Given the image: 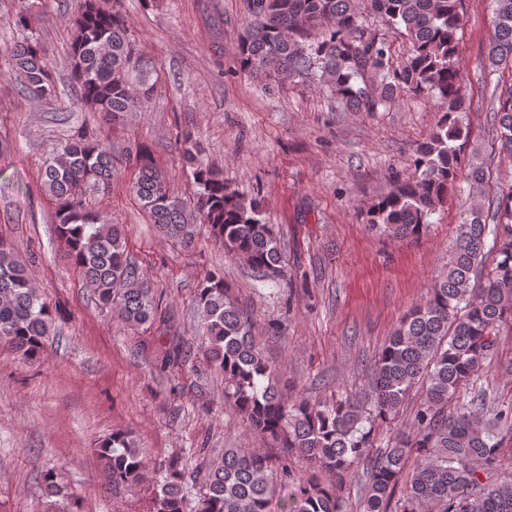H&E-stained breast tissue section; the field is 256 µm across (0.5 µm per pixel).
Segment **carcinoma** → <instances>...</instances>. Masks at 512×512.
Masks as SVG:
<instances>
[{
  "label": "carcinoma",
  "mask_w": 512,
  "mask_h": 512,
  "mask_svg": "<svg viewBox=\"0 0 512 512\" xmlns=\"http://www.w3.org/2000/svg\"><path fill=\"white\" fill-rule=\"evenodd\" d=\"M371 11L408 44L403 65L394 66L385 38L368 31L355 0H245L250 27L238 45L243 72L288 82L319 78L353 112H375L402 93L425 94L441 104V116L416 149L414 169L396 175V188L366 211L372 229L413 237L448 199L462 169L460 144L464 109L458 32L466 0H368ZM488 76L498 75L499 108L494 112L497 146L512 157V0H493ZM25 96L54 101L58 88L41 44L19 41L9 49ZM73 77L82 102L115 122L145 112L154 95L150 63L139 64L122 13L100 0H83L73 22ZM193 170L197 201L178 196L141 147L126 151L137 169L130 191L151 223L189 249L201 227L268 280L283 275L281 246L273 225L261 217L259 201L246 199L224 177L203 166L198 147L185 140L181 151ZM56 201L55 217L68 257L99 303L129 324L149 321L157 305L141 268L128 258L125 229L85 205L89 192L112 191L114 158L106 135L66 140L42 171ZM474 195L457 224V244L448 270L422 303L394 328L373 367L372 398L347 396L327 407L300 399L285 401L275 369L253 336L247 310L232 297L224 275H207L197 299L202 318L198 346L209 367L224 375V397L262 448H226L221 455L197 449V475L204 493L194 512H347L336 484L322 475L345 478L365 461L370 475L362 512H512V472L483 480L502 467V437L512 434L509 411L495 410L482 391L459 399L494 352L500 326L512 319V182L491 203H482L485 171L465 173ZM496 259L483 265L488 236ZM52 310L33 287L26 265L0 242V345L19 359L44 360ZM425 398L411 431L373 450L369 425L387 419L417 383ZM298 454L316 467L290 474L288 458ZM144 451L122 433L97 449L105 480L113 489L140 483ZM416 456L412 469L407 460ZM160 479L148 512H187L184 487L191 480L181 462L159 464ZM294 491L288 492V484Z\"/></svg>",
  "instance_id": "cac0c4a2"
}]
</instances>
